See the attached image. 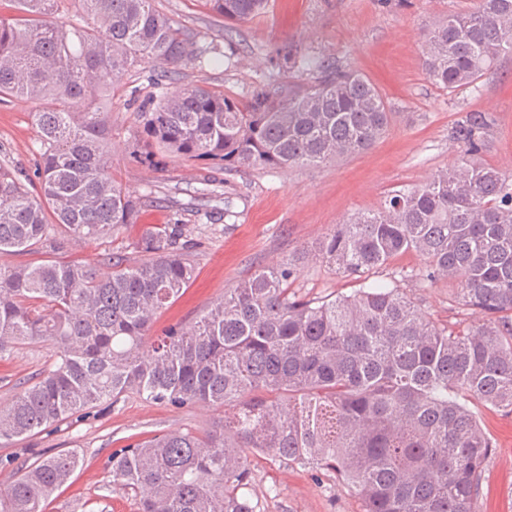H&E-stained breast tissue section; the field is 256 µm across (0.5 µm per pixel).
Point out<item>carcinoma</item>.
Listing matches in <instances>:
<instances>
[{"label": "carcinoma", "mask_w": 512, "mask_h": 512, "mask_svg": "<svg viewBox=\"0 0 512 512\" xmlns=\"http://www.w3.org/2000/svg\"><path fill=\"white\" fill-rule=\"evenodd\" d=\"M14 2L15 14L0 16V101L38 105L41 151L34 192L0 165V253L58 229L109 238L134 223L138 201L112 181L102 101L133 69L172 74L201 49L155 0H79L81 23L60 15L64 0ZM267 2L206 0L229 21ZM421 49L432 84L475 86L512 54V0L434 22ZM284 61L304 79L277 77L246 102L175 87L148 112L141 103L148 135L175 156L241 172L347 157L387 131L391 112L367 77L290 51ZM487 126L471 114L448 169L319 242L322 261L361 279L351 295L290 298L303 260L293 256L151 342L157 315L195 277L187 225H145L133 247L146 259L114 255L106 275L63 260L0 266V354L42 340L56 348L52 367L0 409V442L135 391L174 407H232L203 437L171 431L112 454V485L138 498V512H260L244 493L250 453L335 472L363 512H478L492 445L470 405L512 413V175L469 160ZM408 251L424 259L416 279L457 282L481 323L439 327L395 277L370 279ZM82 465L76 448L37 458L0 489V512H45Z\"/></svg>", "instance_id": "cac0c4a2"}]
</instances>
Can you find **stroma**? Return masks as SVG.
I'll list each match as a JSON object with an SVG mask.
<instances>
[{"mask_svg": "<svg viewBox=\"0 0 512 512\" xmlns=\"http://www.w3.org/2000/svg\"><path fill=\"white\" fill-rule=\"evenodd\" d=\"M477 0H268L265 11L228 22L204 0H156L179 27L209 46L205 59L183 67L178 85L203 86L244 101L277 73L285 48L357 70L380 89L392 113L386 134L368 149L319 166L287 170H224L208 161L188 162L153 145L130 98L158 99L168 88L159 69L141 66L113 91L106 109L112 126V178L139 200L138 224L95 243L61 238L23 254H0V264L62 258L97 272L109 271L111 253L139 260L132 250L141 224H186L199 245L191 255L195 279L185 294L158 315L153 335L197 319L225 291L259 266L305 255L289 295L331 300L358 289L354 280L312 253L319 241L353 214L378 209L385 198L425 183L459 156L456 128L474 112L490 123L474 161L512 173V55L498 62L476 87L453 92L431 84L421 53L425 29L436 20L474 9ZM34 103L0 102V163L17 177L33 173L40 159ZM424 265L416 254L392 260L388 271L408 274L402 287L431 321L448 327L471 321L457 300L455 282L420 284L410 276ZM51 342L16 346L0 358V408L19 382L47 370ZM493 448L482 470L480 512H512V414L488 405L473 408ZM224 418L223 408H175L130 393L76 414L23 440L0 445V488L39 456L79 449L84 463L49 500L46 512H136L134 498L112 485L115 449L169 432L205 435ZM248 493L261 512H361L358 497L334 473L252 456Z\"/></svg>", "mask_w": 512, "mask_h": 512, "instance_id": "1", "label": "stroma"}]
</instances>
